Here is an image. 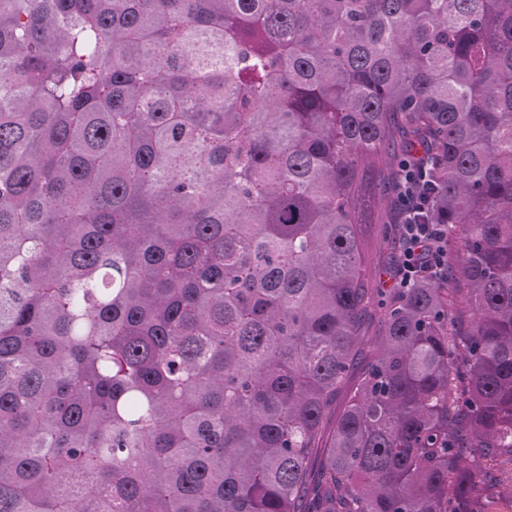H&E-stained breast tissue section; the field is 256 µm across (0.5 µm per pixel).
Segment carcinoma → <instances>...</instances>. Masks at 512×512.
<instances>
[{
	"label": "carcinoma",
	"instance_id": "cac0c4a2",
	"mask_svg": "<svg viewBox=\"0 0 512 512\" xmlns=\"http://www.w3.org/2000/svg\"><path fill=\"white\" fill-rule=\"evenodd\" d=\"M398 134L464 334L371 287ZM501 451L512 0H0V512H477ZM448 288H459L456 290V295L454 299V303L452 305V309L455 313L457 326L460 332H466L469 328L471 321V310L464 303V293L467 288V284L462 279L453 280L450 282Z\"/></svg>",
	"mask_w": 512,
	"mask_h": 512
}]
</instances>
